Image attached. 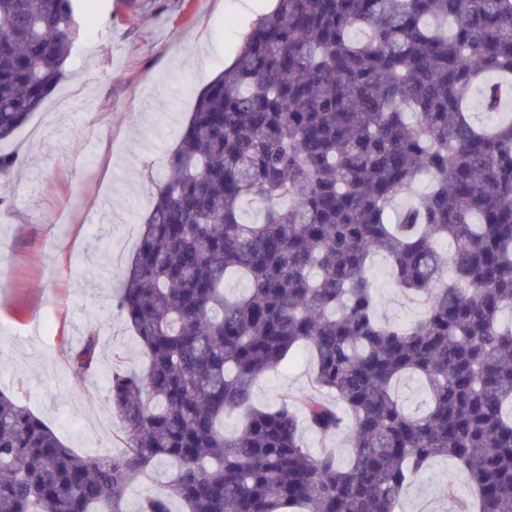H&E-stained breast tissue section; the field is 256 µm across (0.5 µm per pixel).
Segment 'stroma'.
<instances>
[{
	"label": "stroma",
	"instance_id": "stroma-1",
	"mask_svg": "<svg viewBox=\"0 0 512 512\" xmlns=\"http://www.w3.org/2000/svg\"><path fill=\"white\" fill-rule=\"evenodd\" d=\"M236 0H77L84 31L50 101L0 150L21 164L0 179V389L46 419L70 446L96 455L119 449L105 375L113 355L141 366V348L113 296L136 251L156 180L193 110L197 92L232 62L254 14ZM380 314L401 323L422 302L394 285L373 261ZM100 332L97 374L76 377L71 351L90 328ZM312 365L297 354L261 376L254 402L279 405L307 390ZM463 472L445 461L407 487L400 512H453L468 497Z\"/></svg>",
	"mask_w": 512,
	"mask_h": 512
}]
</instances>
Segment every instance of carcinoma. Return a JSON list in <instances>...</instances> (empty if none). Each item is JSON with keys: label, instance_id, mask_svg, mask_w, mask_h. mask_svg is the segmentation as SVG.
I'll list each match as a JSON object with an SVG mask.
<instances>
[{"label": "carcinoma", "instance_id": "obj_1", "mask_svg": "<svg viewBox=\"0 0 512 512\" xmlns=\"http://www.w3.org/2000/svg\"><path fill=\"white\" fill-rule=\"evenodd\" d=\"M79 37L74 0H0L1 142ZM511 77L512 0H276L197 95L117 288L147 358L108 373L122 451L82 455L0 391V512H396L440 460L470 483L456 512H512ZM475 96L499 120L477 124ZM375 256L421 317L381 318ZM302 346L310 390L255 405ZM99 347L88 330L74 375ZM407 377L422 412L394 390ZM346 416L347 462L306 448L302 425ZM159 462L165 491L131 508ZM399 398L411 409L423 408L425 391L417 378L406 379L397 385Z\"/></svg>", "mask_w": 512, "mask_h": 512}]
</instances>
